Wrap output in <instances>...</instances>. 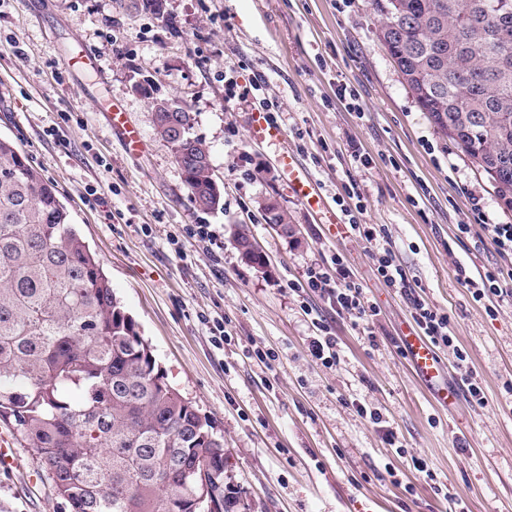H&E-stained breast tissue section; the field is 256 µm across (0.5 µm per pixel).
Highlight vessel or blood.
<instances>
[{
    "mask_svg": "<svg viewBox=\"0 0 512 512\" xmlns=\"http://www.w3.org/2000/svg\"><path fill=\"white\" fill-rule=\"evenodd\" d=\"M104 112L110 126L121 130L129 151H139L142 146L140 135L127 126L123 112L111 105L105 107ZM250 128L253 139L259 142H276L283 138L280 126L269 121L267 113L261 111L251 113ZM278 165L287 175L290 191L297 199L311 210L326 209L328 202L322 187L311 177L294 150H286L279 157ZM403 349L413 372L427 386L434 401L445 408L455 407L460 392L449 388L445 364L438 351L411 326L404 332Z\"/></svg>",
    "mask_w": 512,
    "mask_h": 512,
    "instance_id": "b4317fda",
    "label": "vessel or blood"
}]
</instances>
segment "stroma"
Here are the masks:
<instances>
[{
	"label": "stroma",
	"mask_w": 512,
	"mask_h": 512,
	"mask_svg": "<svg viewBox=\"0 0 512 512\" xmlns=\"http://www.w3.org/2000/svg\"><path fill=\"white\" fill-rule=\"evenodd\" d=\"M379 25L371 0H164L159 16L129 0H0V136L57 187L168 382L223 436L228 483L246 512H454L416 476L414 454L470 512H512V395L503 389L512 378V299L489 314L458 275L512 268V256L476 226L512 224V210L418 107ZM73 48L98 58L101 76L75 78L62 63ZM228 64L241 81L267 80L279 126L328 199L358 182L363 222L384 229L410 287L447 312L468 355L462 370L456 349L441 350L449 385L473 371L484 406L464 400L444 410L414 377L398 349L408 301L378 279L365 242L328 239L289 193L277 146L249 135L253 104L225 109ZM143 77L191 112L224 187L222 209L195 207L155 137L148 99L132 90ZM342 83L357 90L361 111L337 100ZM113 101L142 151L129 152L108 125L103 108ZM358 152L370 167L354 162ZM268 200L288 214L292 234L266 221ZM187 224L217 225L221 247L188 240L178 257L168 236ZM241 229L264 266L237 249ZM337 253L380 314L369 337L317 303L338 339L340 360L327 369L307 354L317 330L288 283ZM204 315L225 319L235 343L214 348ZM255 343L278 360L249 358ZM357 402L381 410L408 455L357 415ZM17 461L0 471V512H70L33 449L18 448Z\"/></svg>",
	"instance_id": "35a3bbf8"
}]
</instances>
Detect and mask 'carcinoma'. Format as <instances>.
I'll use <instances>...</instances> for the list:
<instances>
[{
    "mask_svg": "<svg viewBox=\"0 0 512 512\" xmlns=\"http://www.w3.org/2000/svg\"><path fill=\"white\" fill-rule=\"evenodd\" d=\"M379 41L422 111L512 210V0H373ZM156 136L180 161L192 134ZM192 193L206 168L184 161ZM0 422L70 512H240L224 438L167 381L56 187L0 139Z\"/></svg>",
    "mask_w": 512,
    "mask_h": 512,
    "instance_id": "1",
    "label": "carcinoma"
}]
</instances>
